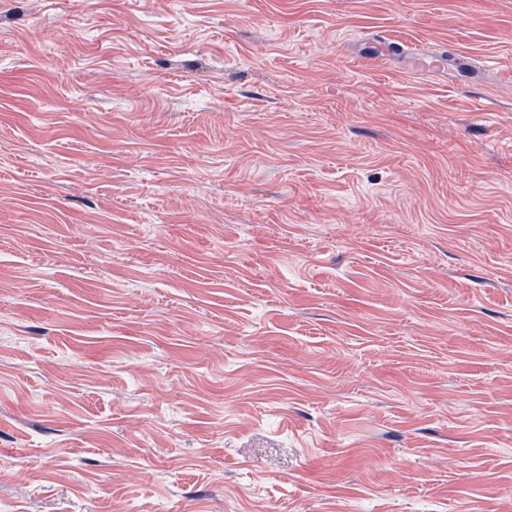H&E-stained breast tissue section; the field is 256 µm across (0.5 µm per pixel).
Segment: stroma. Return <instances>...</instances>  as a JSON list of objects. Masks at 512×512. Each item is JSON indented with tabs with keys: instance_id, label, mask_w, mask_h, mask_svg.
Returning a JSON list of instances; mask_svg holds the SVG:
<instances>
[{
	"instance_id": "obj_1",
	"label": "stroma",
	"mask_w": 512,
	"mask_h": 512,
	"mask_svg": "<svg viewBox=\"0 0 512 512\" xmlns=\"http://www.w3.org/2000/svg\"><path fill=\"white\" fill-rule=\"evenodd\" d=\"M0 512H512V0H0Z\"/></svg>"
}]
</instances>
